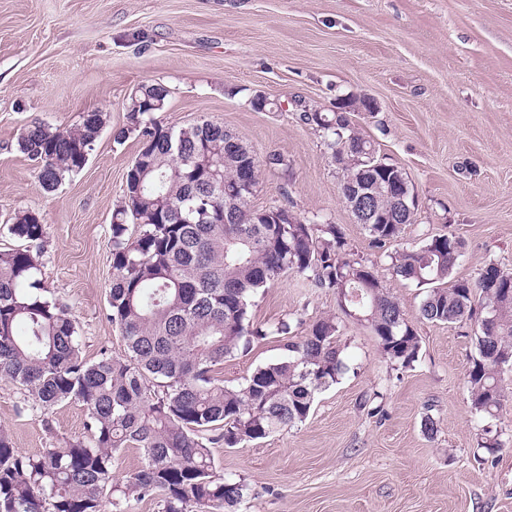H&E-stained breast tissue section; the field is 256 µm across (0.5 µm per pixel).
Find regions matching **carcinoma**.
I'll return each instance as SVG.
<instances>
[{
    "label": "carcinoma",
    "mask_w": 512,
    "mask_h": 512,
    "mask_svg": "<svg viewBox=\"0 0 512 512\" xmlns=\"http://www.w3.org/2000/svg\"><path fill=\"white\" fill-rule=\"evenodd\" d=\"M160 83L141 85L126 111L121 142L135 133L146 146L138 175L127 179L112 216V284L108 304L126 355L88 360L67 308L49 296L41 278L44 224L32 212L14 217L9 231L21 245L0 250V378L18 384L43 411L78 401L88 415L93 444L79 440L25 454L0 433V512H102L103 499L135 493L158 496L162 512H233L246 486L213 473L212 448L263 439L309 416L315 394L344 369L335 316L291 336L282 321L273 330L251 322L258 289L286 272L336 294L340 313L367 327L385 359L403 367L418 358L421 340L398 299L377 272L347 247L341 228L304 217L268 224L252 209V194L234 189L259 169L225 137L224 125L202 119L175 129L157 120L147 99L167 103ZM300 119L322 134L340 174V188L365 184L381 216L395 213L390 176L370 157L373 143L344 112L306 107ZM104 127L88 112L77 125L24 126L20 152L38 167L42 189L56 190L83 169ZM395 224H367L374 244L395 241L401 225L416 221L418 205ZM139 232L132 237L128 225ZM463 242L432 236L416 249L390 255L393 273L426 288L420 315L452 324L479 315L470 359L471 409L495 419L509 401L501 372L512 368V271L485 264L472 280L452 277ZM269 335L288 337V354L228 387L215 375L224 359L247 352ZM478 447H503L498 429L485 425ZM139 448L145 464L122 485L112 456Z\"/></svg>",
    "instance_id": "1"
}]
</instances>
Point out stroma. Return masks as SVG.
I'll list each match as a JSON object with an SVG mask.
<instances>
[{"mask_svg":"<svg viewBox=\"0 0 512 512\" xmlns=\"http://www.w3.org/2000/svg\"><path fill=\"white\" fill-rule=\"evenodd\" d=\"M156 82L170 92L157 115L164 126L207 118L235 133L262 162L254 208L337 224L421 338L417 361L401 368L368 328L341 321L347 369L316 394L306 421L214 448L215 475L247 486L236 512H512V402L496 420L503 448L477 447L484 422L467 389L477 323L420 318L424 289L396 277L389 259L451 234L465 243L454 277L475 278L492 261L512 269V0H0V249L17 245L16 214L41 215L42 279L90 360L126 352L108 305L112 213L140 141L113 133L127 124L131 92ZM259 91L282 110H255ZM353 95L376 109L352 122L419 201L416 222L382 248L344 203L322 137L292 106L330 112ZM90 111L104 129L86 165L44 191L17 147L22 128L34 119L71 127ZM271 154L284 165L266 166ZM338 313L333 290L291 272L251 308L254 323L285 320L296 337ZM284 354L271 334L217 376L236 386ZM0 431L25 453L93 440L82 403L44 412L7 380Z\"/></svg>","mask_w":512,"mask_h":512,"instance_id":"1","label":"stroma"}]
</instances>
